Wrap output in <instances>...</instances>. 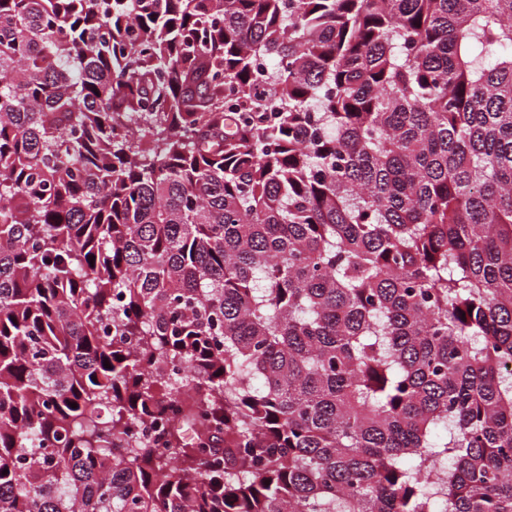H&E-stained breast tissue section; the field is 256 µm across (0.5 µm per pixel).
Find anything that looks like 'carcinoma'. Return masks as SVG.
<instances>
[{
  "mask_svg": "<svg viewBox=\"0 0 512 512\" xmlns=\"http://www.w3.org/2000/svg\"><path fill=\"white\" fill-rule=\"evenodd\" d=\"M0 512H512V0H0Z\"/></svg>",
  "mask_w": 512,
  "mask_h": 512,
  "instance_id": "cac0c4a2",
  "label": "carcinoma"
}]
</instances>
